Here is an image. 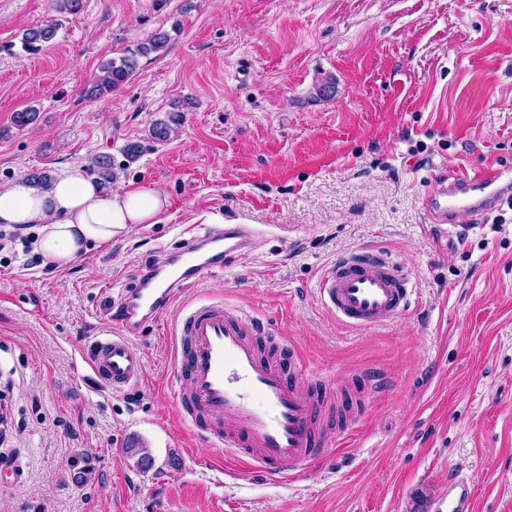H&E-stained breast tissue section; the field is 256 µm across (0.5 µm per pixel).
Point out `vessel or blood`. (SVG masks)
<instances>
[{
  "label": "vessel or blood",
  "mask_w": 512,
  "mask_h": 512,
  "mask_svg": "<svg viewBox=\"0 0 512 512\" xmlns=\"http://www.w3.org/2000/svg\"><path fill=\"white\" fill-rule=\"evenodd\" d=\"M512 185V167L490 164L440 180L424 205L440 236L459 234V215H483L489 202ZM245 224H231L223 237L194 236L164 262L163 275L127 292L122 322L131 326L162 313L170 293L193 278L223 268L252 241ZM322 304L344 324L370 329L405 312L413 285L403 264L362 247L328 268L318 288ZM83 358L97 378L123 389L144 376V361L128 337L95 340ZM173 401L181 417L211 447L242 463L243 474L277 484L331 453L323 440L327 420L322 400L310 386V372L298 350L270 328L221 301L188 309L178 324ZM381 385L372 374L350 377L337 416L352 412L359 395ZM448 512H476L472 478L448 480Z\"/></svg>",
  "instance_id": "obj_1"
}]
</instances>
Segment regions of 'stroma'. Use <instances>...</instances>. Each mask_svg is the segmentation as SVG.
<instances>
[{"mask_svg":"<svg viewBox=\"0 0 512 512\" xmlns=\"http://www.w3.org/2000/svg\"><path fill=\"white\" fill-rule=\"evenodd\" d=\"M0 0V184L111 157L117 187L168 198L66 270L0 224V461L21 483L0 512H447L448 475L475 484L479 512H512V203L440 249L425 196L448 173L512 166V0ZM55 39L24 52V30ZM164 51L127 83L88 96L102 63L157 31ZM336 94L320 99L325 76ZM34 109V123H13ZM179 113L177 135L152 140ZM144 148L126 161L124 146ZM220 209L253 245L177 291L130 336L143 379L102 384L81 350L117 329L120 298ZM368 246L412 274L409 309L356 329L316 291ZM215 299L294 343L314 380L378 372L353 438L287 484L239 480L237 463L174 408L168 380L182 312ZM147 448L144 470L131 445ZM88 454L92 475L73 479Z\"/></svg>","mask_w":512,"mask_h":512,"instance_id":"obj_1","label":"stroma"}]
</instances>
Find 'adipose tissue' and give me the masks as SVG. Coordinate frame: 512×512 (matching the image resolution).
Masks as SVG:
<instances>
[{"label": "adipose tissue", "instance_id": "adipose-tissue-1", "mask_svg": "<svg viewBox=\"0 0 512 512\" xmlns=\"http://www.w3.org/2000/svg\"><path fill=\"white\" fill-rule=\"evenodd\" d=\"M166 210L161 191L141 187L104 191L83 167L62 171L49 189L24 175L0 186V224L32 232V247L64 269L87 252L125 237L132 225L160 223Z\"/></svg>", "mask_w": 512, "mask_h": 512}]
</instances>
